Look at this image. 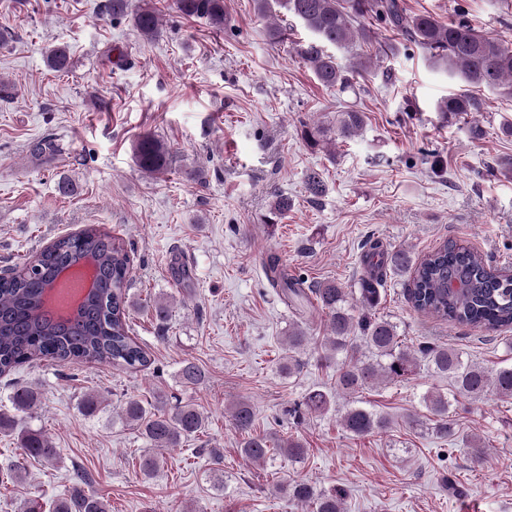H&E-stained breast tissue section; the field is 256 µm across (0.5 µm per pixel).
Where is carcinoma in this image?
I'll use <instances>...</instances> for the list:
<instances>
[{
    "label": "carcinoma",
    "instance_id": "1",
    "mask_svg": "<svg viewBox=\"0 0 512 512\" xmlns=\"http://www.w3.org/2000/svg\"><path fill=\"white\" fill-rule=\"evenodd\" d=\"M173 7L186 17L203 18L214 28H224V0H173ZM112 18L129 19L143 38L151 40L160 33L158 12L144 6L130 10L129 0H109ZM257 17L267 23L270 41L284 42L285 32L278 24L279 13L291 16L311 34L308 40L293 43L292 50L311 71L317 82L342 92L360 89L359 80L377 66L380 57L395 52L396 45L380 48L375 58L368 57L363 47L372 40L365 21L375 19L394 31L401 32L429 55L431 64L474 88L499 90L512 96V46L476 31L460 13L458 18L442 24L428 15L405 13L400 0H255ZM349 53L352 62L343 68L330 49ZM51 70L66 73L71 67L69 51L64 46L46 50ZM443 117H461L482 111L480 100L468 94L450 95L436 107ZM364 124V114L348 107L336 115V136L344 139L357 134ZM61 151L51 137L32 143L30 152L36 157H51ZM134 158L140 170L149 175L166 173L172 165L167 145L152 135L142 136L135 144ZM306 189L313 198L326 190L322 174L311 171ZM132 249L126 242L96 227L78 234L57 238L49 247L28 257L22 270L11 277L0 278V375L17 371L36 360L83 364H108L130 372L151 363L147 350L131 335V312L134 302L129 296L132 282ZM91 255L97 265L95 291L78 307L74 318L60 322L36 307L47 286L55 279L58 268L79 262ZM366 269L361 279L358 304L354 313L344 288L323 283L316 288L304 287V281L288 274L275 255L264 262L271 286L278 290L284 303L302 316L321 315L327 331L323 364L337 361L336 386L344 394L354 396L383 379H399L416 373L419 360H424L435 373L451 381L448 394L428 393L426 407L433 415L420 426L440 438L455 435L449 416L452 403L460 398L481 399L488 394L512 398V365L488 371L465 357L464 351L449 345L423 343L414 353L407 351L398 334L397 325L371 313L379 298L383 271L390 267L410 272L407 300L414 311L441 322L485 331L512 327V281L490 265L477 250L452 240H444L427 252L417 263H411L408 251L391 253L373 243L365 252ZM157 322L156 333L165 339L170 316V302L153 301ZM310 340L307 323L294 322L288 328V357L281 370L292 377L301 372L304 363L298 354ZM185 388L205 384L207 374L196 362L185 359L177 371ZM37 393L29 386L14 388L12 408L25 413L33 408ZM331 393L309 390L303 400L288 413L325 414L330 410ZM233 424L244 435L240 453L248 461L265 463L273 448L292 461L304 457L305 448L293 439L274 444L264 436L252 433L255 413L247 402H239L233 412ZM121 418L135 427L152 447L142 456L139 470L152 475L160 465L159 452L175 448L197 436L206 425V416L195 404L178 401L167 408L155 406L138 397L129 396L121 406ZM341 424L354 436L382 431L386 419L358 405H351L341 415ZM22 456L53 462L58 449L40 429L25 428L18 432ZM86 480L73 481L66 493L49 505L51 512H109L103 499L85 490ZM288 500L311 504L312 512H343L342 489L317 490L307 482H294L280 488ZM43 504L32 499L22 512H45Z\"/></svg>",
    "mask_w": 512,
    "mask_h": 512
}]
</instances>
